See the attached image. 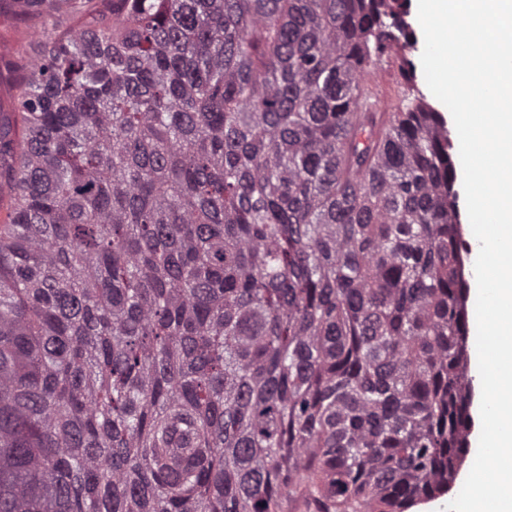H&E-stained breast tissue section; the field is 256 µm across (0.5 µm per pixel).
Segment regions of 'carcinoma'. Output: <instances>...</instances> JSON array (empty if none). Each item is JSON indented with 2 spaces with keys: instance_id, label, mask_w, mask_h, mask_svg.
<instances>
[{
  "instance_id": "cac0c4a2",
  "label": "carcinoma",
  "mask_w": 512,
  "mask_h": 512,
  "mask_svg": "<svg viewBox=\"0 0 512 512\" xmlns=\"http://www.w3.org/2000/svg\"><path fill=\"white\" fill-rule=\"evenodd\" d=\"M0 512H409L472 378L455 167L363 99L406 0H0Z\"/></svg>"
}]
</instances>
